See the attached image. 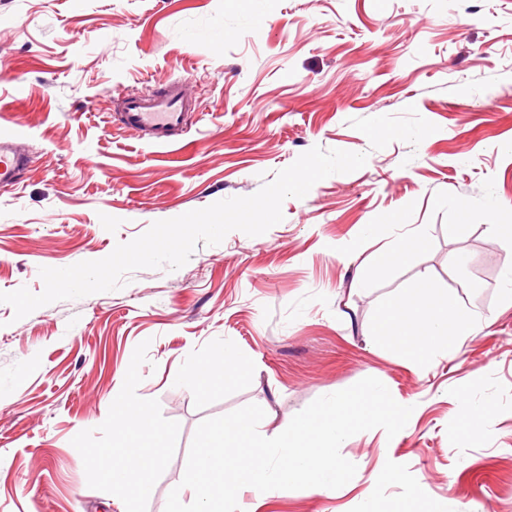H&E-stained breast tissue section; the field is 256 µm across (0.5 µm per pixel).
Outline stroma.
<instances>
[{
	"label": "stroma",
	"mask_w": 512,
	"mask_h": 512,
	"mask_svg": "<svg viewBox=\"0 0 512 512\" xmlns=\"http://www.w3.org/2000/svg\"><path fill=\"white\" fill-rule=\"evenodd\" d=\"M169 76L201 106L160 148L113 120L112 97ZM0 133L32 158L0 190V292L40 293V268L252 195L313 146L367 156L178 270L20 320L0 303V512H164L202 420L255 403L270 434L366 377L416 403L407 425L348 438L343 487L243 489V512H356L373 473L380 512H512V250L492 230L512 225V0H0ZM424 275L482 318L454 360L381 334ZM226 349L245 366L214 362ZM129 405L153 426L122 440Z\"/></svg>",
	"instance_id": "obj_1"
}]
</instances>
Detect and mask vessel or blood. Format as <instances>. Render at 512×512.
Listing matches in <instances>:
<instances>
[{
	"mask_svg": "<svg viewBox=\"0 0 512 512\" xmlns=\"http://www.w3.org/2000/svg\"><path fill=\"white\" fill-rule=\"evenodd\" d=\"M120 118L128 131L148 137L157 145L174 144L178 135L191 128L199 110L187 97L182 81H166L162 92L120 94ZM30 159L15 138L0 134V188L15 185Z\"/></svg>",
	"mask_w": 512,
	"mask_h": 512,
	"instance_id": "b4317fda",
	"label": "vessel or blood"
}]
</instances>
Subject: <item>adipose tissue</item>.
Instances as JSON below:
<instances>
[{"label": "adipose tissue", "instance_id": "adipose-tissue-1", "mask_svg": "<svg viewBox=\"0 0 512 512\" xmlns=\"http://www.w3.org/2000/svg\"><path fill=\"white\" fill-rule=\"evenodd\" d=\"M481 323L479 315L460 309L434 285L410 289L386 334L419 348L450 352L454 343L470 335Z\"/></svg>", "mask_w": 512, "mask_h": 512}]
</instances>
